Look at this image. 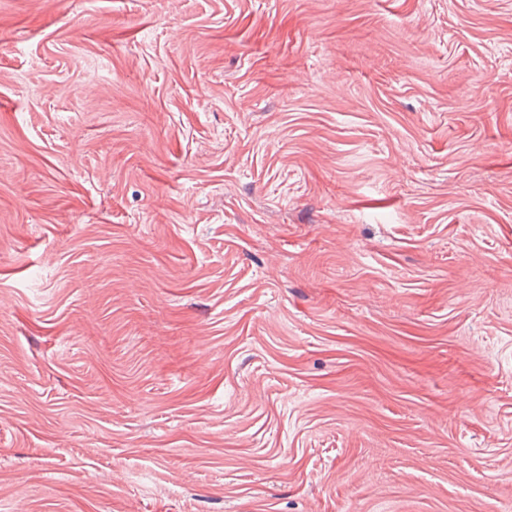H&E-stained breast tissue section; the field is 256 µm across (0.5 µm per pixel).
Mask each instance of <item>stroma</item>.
Segmentation results:
<instances>
[{
	"label": "stroma",
	"mask_w": 512,
	"mask_h": 512,
	"mask_svg": "<svg viewBox=\"0 0 512 512\" xmlns=\"http://www.w3.org/2000/svg\"><path fill=\"white\" fill-rule=\"evenodd\" d=\"M0 512H512V0H0Z\"/></svg>",
	"instance_id": "35a3bbf8"
}]
</instances>
